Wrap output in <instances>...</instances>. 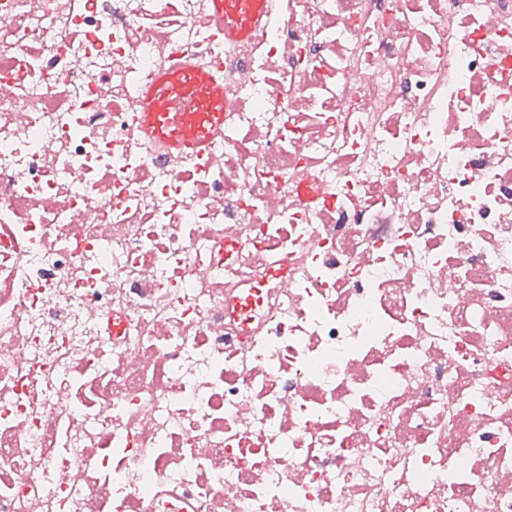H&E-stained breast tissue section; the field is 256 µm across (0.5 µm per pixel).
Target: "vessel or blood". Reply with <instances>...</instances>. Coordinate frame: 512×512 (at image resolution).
I'll use <instances>...</instances> for the list:
<instances>
[{
  "label": "vessel or blood",
  "instance_id": "vessel-or-blood-1",
  "mask_svg": "<svg viewBox=\"0 0 512 512\" xmlns=\"http://www.w3.org/2000/svg\"><path fill=\"white\" fill-rule=\"evenodd\" d=\"M224 36L245 37L256 14L274 10L276 0H211ZM140 114L148 141L166 146L177 157L210 146L224 125V88L201 62H173L161 70L146 93Z\"/></svg>",
  "mask_w": 512,
  "mask_h": 512
}]
</instances>
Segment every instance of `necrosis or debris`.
I'll return each instance as SVG.
<instances>
[{"mask_svg":"<svg viewBox=\"0 0 512 512\" xmlns=\"http://www.w3.org/2000/svg\"><path fill=\"white\" fill-rule=\"evenodd\" d=\"M188 503L512 512V0H0V512ZM220 23L224 26V37L236 40L245 37L251 29L256 14L267 9L271 13L275 0H211ZM208 69L199 61H176L167 70L162 67L148 88L141 129L149 142L164 144L171 156L201 153L224 127V87Z\"/></svg>","mask_w":512,"mask_h":512,"instance_id":"4bbe7bcc","label":"necrosis or debris"}]
</instances>
